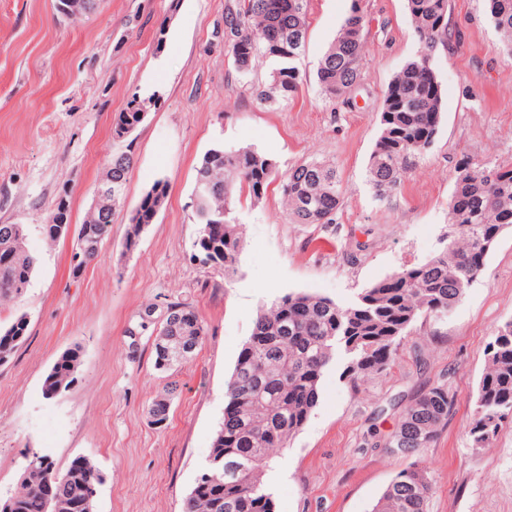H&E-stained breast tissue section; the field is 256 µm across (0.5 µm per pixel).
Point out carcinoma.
Here are the masks:
<instances>
[{
    "label": "carcinoma",
    "mask_w": 512,
    "mask_h": 512,
    "mask_svg": "<svg viewBox=\"0 0 512 512\" xmlns=\"http://www.w3.org/2000/svg\"><path fill=\"white\" fill-rule=\"evenodd\" d=\"M406 2L418 50L384 91L381 133L368 164L370 184L380 199L400 183L408 160L424 153L438 135L442 91L433 59L455 38L448 0ZM488 7L502 49L512 54V0H488ZM307 15L308 0H226L224 32L233 36L228 51L236 70L246 74L265 59L279 63L271 82L257 89L259 103L285 101L298 91L300 73L294 60L307 40ZM365 28V13L351 6L317 68V83L326 99L346 103L357 86ZM155 98L154 93L132 95L115 124L138 128L139 112ZM132 143L130 139L112 153V180L122 191L134 164ZM455 172L448 204L453 233L433 258L401 268L351 301L288 293L259 311L226 384L224 416L184 512H275L263 474L307 423L320 397L322 377L336 357L345 360L343 374L354 382L384 370L417 323L448 316L482 276L486 256L501 232L512 227V167L462 159ZM278 178L297 223H333L342 186L332 165L306 161L281 176L271 158L249 147L218 145L204 154L196 169L193 199L197 224L193 247L202 263L218 265L226 273L235 270L244 246L235 193L246 188L258 202ZM166 193V183L156 182L133 210L126 249L137 246ZM110 229L111 224L85 216L76 228V240L91 247L74 249L73 277L100 257ZM26 236L25 224H0V303L21 296L36 271L37 258L26 251ZM170 307L184 315L187 335L205 336L203 321L193 308L183 303ZM28 326L25 314L0 325V365L8 363L25 342ZM486 356L469 426L473 444L480 446L512 415L511 321L498 329ZM80 362L78 346L61 354L44 377L45 398L69 390ZM453 405L446 386L423 387L402 411L389 447L403 454L430 446L448 424ZM22 457L16 488L0 495V512H84L93 487L103 482V474L85 457L75 458L63 472L43 451L26 450ZM430 493L426 468L414 464L398 473L374 512H427Z\"/></svg>",
    "instance_id": "carcinoma-1"
}]
</instances>
